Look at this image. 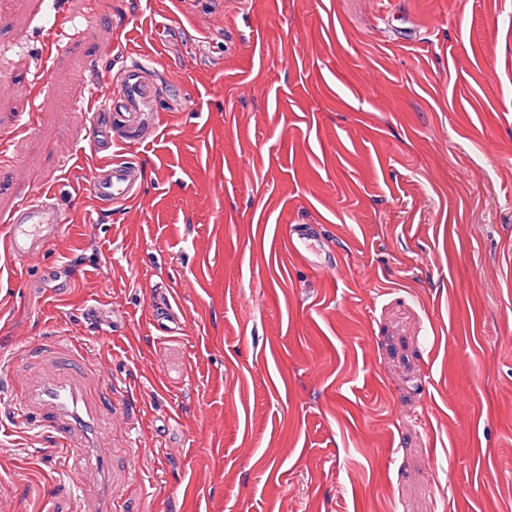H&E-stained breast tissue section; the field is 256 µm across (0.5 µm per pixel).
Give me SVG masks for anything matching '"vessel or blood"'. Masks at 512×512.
I'll return each mask as SVG.
<instances>
[{
    "label": "vessel or blood",
    "mask_w": 512,
    "mask_h": 512,
    "mask_svg": "<svg viewBox=\"0 0 512 512\" xmlns=\"http://www.w3.org/2000/svg\"><path fill=\"white\" fill-rule=\"evenodd\" d=\"M91 101L120 121L124 139L134 140L144 113L154 109L155 92L142 63L133 57L114 77L112 90L95 88ZM91 193L98 202L109 205L131 201L136 195L134 168L121 160L98 167L92 174ZM8 227L6 236L0 238V250L7 253L12 268L26 267L59 235L55 192L23 202L11 215ZM288 238L295 251L312 254V267L325 268V261L315 257L317 249L308 225H291ZM36 357L41 364L38 374L13 385L20 412L51 434L72 471H90L100 478V485L90 486L83 495L82 512H115L112 486L126 483L128 477L116 475L112 457L100 450L104 414L91 398L99 382L98 367L86 362L78 345L59 339L40 345Z\"/></svg>",
    "instance_id": "1"
}]
</instances>
